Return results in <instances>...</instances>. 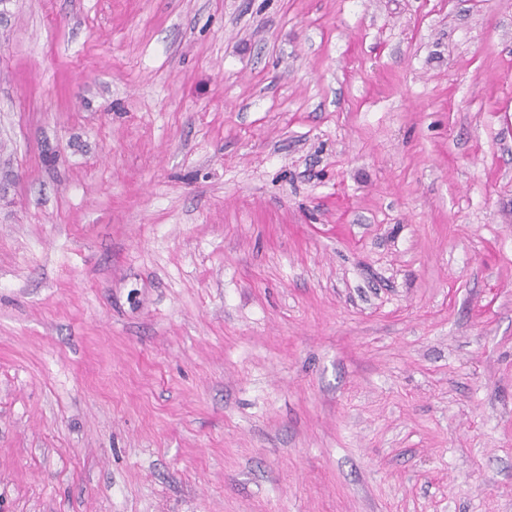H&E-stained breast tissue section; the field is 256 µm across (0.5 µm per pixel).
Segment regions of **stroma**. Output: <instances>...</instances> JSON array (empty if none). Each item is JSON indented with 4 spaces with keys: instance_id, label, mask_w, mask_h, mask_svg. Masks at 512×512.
Segmentation results:
<instances>
[{
    "instance_id": "obj_1",
    "label": "stroma",
    "mask_w": 512,
    "mask_h": 512,
    "mask_svg": "<svg viewBox=\"0 0 512 512\" xmlns=\"http://www.w3.org/2000/svg\"><path fill=\"white\" fill-rule=\"evenodd\" d=\"M0 512H512V0H15Z\"/></svg>"
}]
</instances>
